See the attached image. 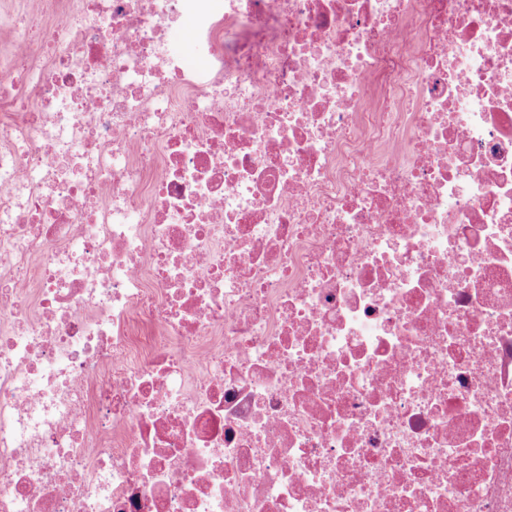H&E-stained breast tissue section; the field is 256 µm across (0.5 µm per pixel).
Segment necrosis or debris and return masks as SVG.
<instances>
[{"label":"necrosis or debris","instance_id":"1","mask_svg":"<svg viewBox=\"0 0 512 512\" xmlns=\"http://www.w3.org/2000/svg\"><path fill=\"white\" fill-rule=\"evenodd\" d=\"M40 13L0 53V512H512V0Z\"/></svg>","mask_w":512,"mask_h":512}]
</instances>
